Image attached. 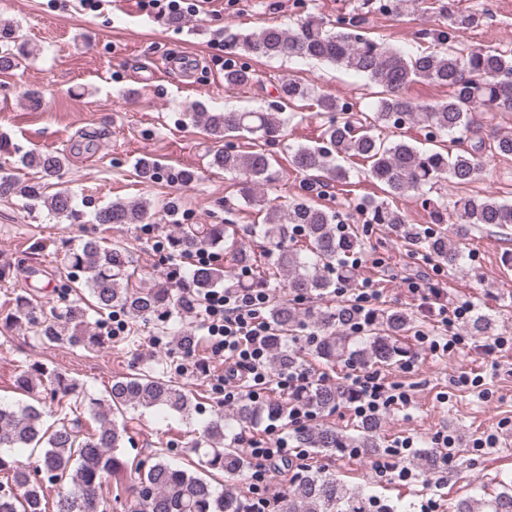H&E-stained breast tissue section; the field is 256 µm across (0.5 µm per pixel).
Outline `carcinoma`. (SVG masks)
Returning a JSON list of instances; mask_svg holds the SVG:
<instances>
[{
    "instance_id": "carcinoma-1",
    "label": "carcinoma",
    "mask_w": 512,
    "mask_h": 512,
    "mask_svg": "<svg viewBox=\"0 0 512 512\" xmlns=\"http://www.w3.org/2000/svg\"><path fill=\"white\" fill-rule=\"evenodd\" d=\"M437 12L448 19V26L424 32L430 45L409 56L374 39L366 31L367 15L378 9L376 0H361L356 8L336 17L332 27L317 16L305 17L294 28L270 26L247 32H225L230 52L224 59V84L229 88L247 87L254 81L253 70L243 58L287 57L330 63L366 77L378 88L374 112H358L348 101L319 93L295 78L282 79L277 87L276 104L266 110L210 111L194 104L185 116L212 139L227 137L273 140L288 125L285 105L311 100L318 112L331 114L323 128L321 142L299 146L289 153V165L311 177L309 190L330 187L346 179V170L338 158L359 159L367 166L370 178L385 187L391 198H400L424 188H434L447 179L458 185L471 183L483 166L487 152L512 156V134L501 135L487 143L477 135L473 112L512 113V52L469 48L459 41L460 33L474 27L479 15L462 11L458 0H436ZM27 55L24 45L16 43L12 24L0 23V72L20 65ZM424 80L448 87L445 100L419 104L404 95L414 81ZM418 124L428 140L443 134H455L467 146L453 153L440 144L422 150L404 139H390L384 129H400ZM66 156L59 152L31 150L19 157L20 165L40 174V180L21 179L12 170L0 166V200L19 199L33 210L46 208L54 217L70 220L77 216L73 196L65 188L46 192L49 180L60 178ZM211 165L238 178V194L262 215L259 233L268 244L263 274L251 286L263 287L277 277H286L293 299L276 300L266 309L270 325L269 350L273 373L298 367L302 349L290 343L297 340V328H312L308 351L328 363L341 362L350 367L393 365L411 353L405 343L410 317L397 309L373 310L366 316L377 331L356 336L350 331L354 312L347 303L334 307L302 309L297 301L322 297L340 282L354 277L352 261L359 257L364 232L354 226L338 229L341 213L312 203L306 196L292 198L287 204H274L261 195L260 187L278 180L279 172L262 149L231 152L220 147L212 153ZM135 170L138 177L151 180L160 170L150 159H141ZM365 223L376 224L394 233L407 248H421L450 270L460 266L461 249L448 242V229L425 231L408 224L403 211L387 200L373 197L358 203ZM435 223L455 217L462 226L506 227L512 225V203L493 197L469 196L456 200L446 215L436 206ZM150 204L142 200H115L97 209L95 224H151ZM299 227L303 247L292 245L294 227ZM235 225L184 224L169 239L170 253L185 255L200 249H224L238 266H253L256 255L240 245ZM69 282L88 290L92 303L75 291V298L63 308L49 313L37 312V299L31 293L19 295L9 309L0 310L4 327L24 325L33 338L47 347L95 349L105 344L104 336L92 330L90 313L110 315L114 311L132 320L152 321L163 329L174 330L177 349L186 354L195 348L193 330L181 326L179 297L212 288H243L228 271L216 264L195 269L191 280L175 286L172 278L154 282L150 287L135 286L131 251L121 243L111 246L88 239L67 250ZM336 278H331V275ZM467 332L484 335L490 328L488 316L476 313L466 321ZM17 388L36 397V403L18 407L0 405V448L40 450L38 470L49 481H68L69 491L55 503V512H104L100 490L102 479L124 470L117 451L130 440L127 426L118 420L129 410L159 407L189 416L190 392L176 384L163 361L147 371H134L112 380L108 399L101 402L79 400V384L62 372L37 363L17 379ZM49 398L54 421L45 425L42 398ZM291 400L304 404L321 415L352 403L354 392L342 383H316L299 391ZM265 415L272 421L288 417V401L271 400L241 403L236 408L239 421L250 423ZM358 434L351 435L332 425L314 423L296 431L301 447L320 452L340 448H359L370 454L379 447V417L357 423ZM190 447L202 448L196 471L172 466L157 459L138 469L134 499L128 512H248L249 500L232 488L219 493L203 477L216 470L227 476L240 475L249 467L248 457L226 442L224 415L219 413L190 440ZM12 483L23 490L16 495L0 485V512H47L43 486L22 466L13 468ZM368 498L336 476L311 471L296 480L280 505V512H368ZM456 512H512V484L490 499H465Z\"/></svg>"
}]
</instances>
